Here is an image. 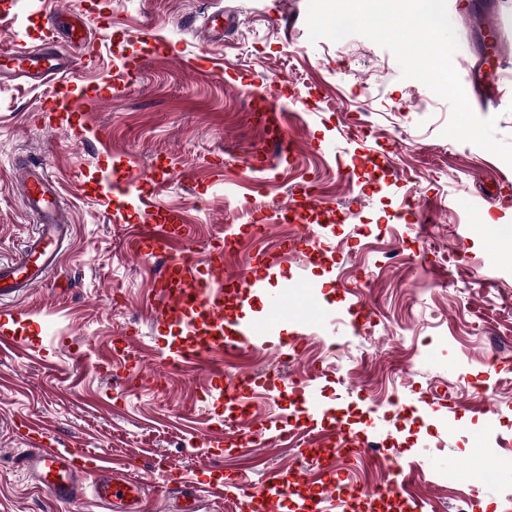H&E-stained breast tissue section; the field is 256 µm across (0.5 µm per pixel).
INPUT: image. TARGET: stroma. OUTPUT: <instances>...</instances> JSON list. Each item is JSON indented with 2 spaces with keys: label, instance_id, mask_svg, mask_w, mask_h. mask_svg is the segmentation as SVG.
Wrapping results in <instances>:
<instances>
[{
  "label": "stroma",
  "instance_id": "1",
  "mask_svg": "<svg viewBox=\"0 0 512 512\" xmlns=\"http://www.w3.org/2000/svg\"><path fill=\"white\" fill-rule=\"evenodd\" d=\"M308 0H0V46L40 44L58 15L90 22L98 58L72 77L88 90L102 80L112 96L82 113L78 129L51 112L55 83L0 77V262L10 261L38 229L13 188L19 170L42 165L64 188L71 221L62 259L44 285L21 301L17 328L26 339L0 355V512H109L93 499L92 475L72 500L40 487L23 465L30 429L50 444L80 445L111 456L144 483L148 512H178L194 489L200 512H241L271 470L325 482L308 446L282 441L288 391L258 388L245 422L251 447H225L224 420L206 370L172 366L157 347L165 331L152 313L164 257L127 243L143 216L136 193L112 194L107 176L127 156L151 202L178 208L195 248L230 233L246 208L284 209L301 182L335 207L334 229L307 230L324 255H287L280 273L252 292L240 317L256 319L283 283L287 328L245 358L212 354L225 378L270 372L312 380L322 405L368 425L377 446L340 466L346 485L389 482L391 465L416 471L409 492L425 512H501L512 495V166L470 143L443 137L449 104L423 83L401 76L388 50L362 36L310 42ZM459 48L453 62L468 78L489 52L512 54V0H447ZM234 22L208 35L206 16ZM504 36L493 44L486 25ZM208 52L213 67L196 63ZM136 58L127 76L123 64ZM228 72L269 82L297 113L283 147L252 122L257 108ZM105 130L106 143L94 138ZM262 160L264 193L252 187L241 156ZM365 299L373 333L354 335L348 309ZM144 372L134 388L97 367L126 329ZM490 386L494 412L483 415ZM497 452L502 470L486 484L476 468ZM225 477L222 493L201 484L209 467Z\"/></svg>",
  "mask_w": 512,
  "mask_h": 512
}]
</instances>
